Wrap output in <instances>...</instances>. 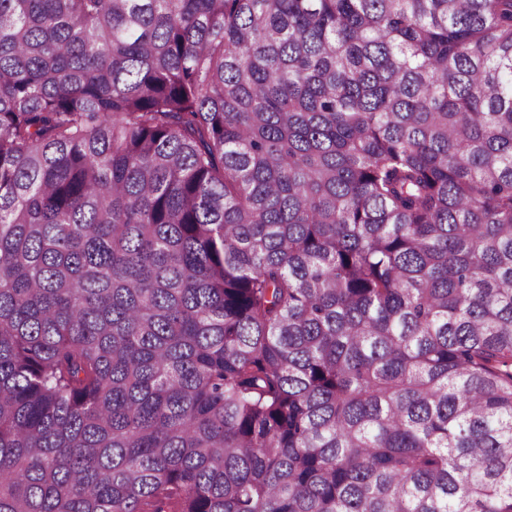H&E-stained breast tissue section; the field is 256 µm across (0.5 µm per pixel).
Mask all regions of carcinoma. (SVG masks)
<instances>
[{"mask_svg":"<svg viewBox=\"0 0 512 512\" xmlns=\"http://www.w3.org/2000/svg\"><path fill=\"white\" fill-rule=\"evenodd\" d=\"M0 512H512V0H0Z\"/></svg>","mask_w":512,"mask_h":512,"instance_id":"1","label":"carcinoma"}]
</instances>
